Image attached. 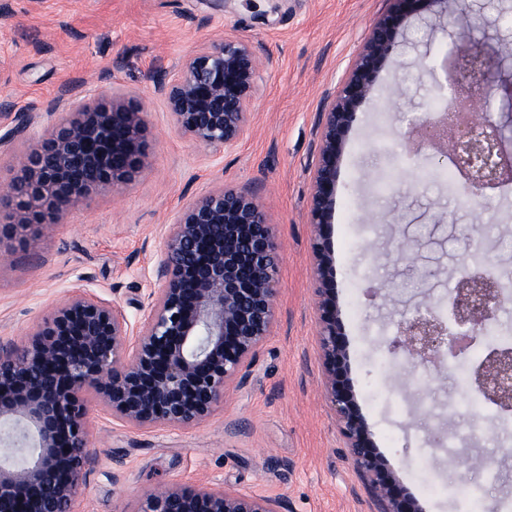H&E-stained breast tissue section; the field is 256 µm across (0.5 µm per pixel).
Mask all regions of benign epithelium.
<instances>
[{
  "mask_svg": "<svg viewBox=\"0 0 512 512\" xmlns=\"http://www.w3.org/2000/svg\"><path fill=\"white\" fill-rule=\"evenodd\" d=\"M328 100L318 126L311 184V218L321 311L325 389L355 469L381 512H418L375 452L366 425L342 379L328 224L344 137L371 93L408 18L437 0H392ZM493 48L450 49L440 108L411 123L422 144L446 158L470 197H486L512 181V146L500 108L512 111V78L499 72ZM261 61L248 42L228 36L190 56L179 75L161 80L176 129L212 147L240 139L257 88ZM143 110L115 95L82 104L49 123L15 156L21 176L11 184L15 236L59 216L97 190L118 189L148 168ZM154 284L128 320L114 302L75 294L58 303L21 344L0 342V512H71L83 470L95 456L87 444L92 389L112 418L138 429L187 428L207 418L232 384L247 383L258 348L274 321L277 244L253 191L214 189L185 204L166 225ZM505 289L491 267L464 262L442 310L421 303L400 316L389 350L416 368L462 358L473 344L483 355L469 364L472 388L486 404L512 413V343L486 340ZM33 449L23 464L11 449ZM280 501L238 489L153 486L135 512H283Z\"/></svg>",
  "mask_w": 512,
  "mask_h": 512,
  "instance_id": "1",
  "label": "benign epithelium"
}]
</instances>
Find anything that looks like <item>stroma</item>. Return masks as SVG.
Instances as JSON below:
<instances>
[{"instance_id":"stroma-1","label":"stroma","mask_w":512,"mask_h":512,"mask_svg":"<svg viewBox=\"0 0 512 512\" xmlns=\"http://www.w3.org/2000/svg\"><path fill=\"white\" fill-rule=\"evenodd\" d=\"M476 41L512 43V0H464ZM389 0H0V134L27 114L29 127L0 149V187L20 170L13 160L71 101L110 93L136 96L145 109L150 169L114 191L83 198L57 224L0 238V340L23 342L58 301L76 293L118 302L148 281L166 224L216 186L253 189L278 244L271 334L245 387L186 429L139 430L113 420L86 392V467L73 512H135L155 484L225 486L278 498L286 512H379L355 470L324 388L316 303L311 176L321 112ZM441 5L408 20L370 96L345 135L328 228L345 349L342 377L370 437L402 492L420 512H459L444 493L484 485L482 512L512 497V434L498 432L494 409L472 405L458 388L459 364L415 373L388 353L394 321L424 298L443 301L466 256L473 226L485 232L494 270H512V192L462 198L439 177L403 162L411 118L424 113L435 83L416 63L454 36L433 29ZM254 45L263 65L258 92L232 151L179 133L155 91L213 41ZM390 174L387 190L371 178ZM421 245L402 257L401 235ZM386 288L378 297L368 289ZM452 445H445V438ZM494 459L493 475L469 460Z\"/></svg>"}]
</instances>
